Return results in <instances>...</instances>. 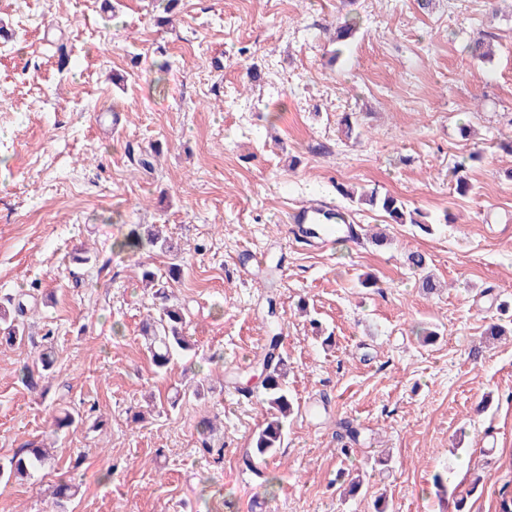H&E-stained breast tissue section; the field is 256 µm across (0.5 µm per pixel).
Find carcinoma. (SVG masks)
Returning a JSON list of instances; mask_svg holds the SVG:
<instances>
[{
	"instance_id": "cac0c4a2",
	"label": "carcinoma",
	"mask_w": 512,
	"mask_h": 512,
	"mask_svg": "<svg viewBox=\"0 0 512 512\" xmlns=\"http://www.w3.org/2000/svg\"><path fill=\"white\" fill-rule=\"evenodd\" d=\"M336 190L352 201L382 210L395 224L427 223L420 211L408 210L402 200L387 192L383 193L376 187L355 191L338 184ZM150 243L159 246L175 259L182 255V249L177 243L158 233L151 234ZM143 278L157 288L158 297L164 300L158 314L150 317L145 327L147 349L152 355L154 364L163 368L170 362L174 353L190 349V344L183 333L185 318L179 308L165 304L166 286L153 272H143ZM14 312L16 316L9 319L6 309L0 307V323H5V328H0V344L14 345L26 337L25 323L21 320V317L26 314V307L22 300H17ZM280 343V333L276 332V328H271V336L268 337L257 360L260 371L264 374L260 399L261 407L265 410L264 423L253 439L252 448L244 458L246 469L263 478L264 486L267 488L273 486V479L265 475L262 466L266 458L281 447L284 422L293 412V404L283 384L286 361L280 353ZM54 363L55 357L51 349L46 347L40 350L32 364L23 366L21 381L29 388L37 387L38 378L51 371ZM45 459L44 449L24 448L21 452L0 462V479L9 481L13 478L28 477L43 467Z\"/></svg>"
}]
</instances>
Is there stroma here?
<instances>
[{"label": "stroma", "mask_w": 512, "mask_h": 512, "mask_svg": "<svg viewBox=\"0 0 512 512\" xmlns=\"http://www.w3.org/2000/svg\"><path fill=\"white\" fill-rule=\"evenodd\" d=\"M166 4L0 0V303L34 309L25 341L0 346V459L53 448L31 478L0 482V512H51L63 476L80 485L64 512H375L379 497L387 512H498L512 337L483 331L512 304V0ZM344 19L357 30L338 56ZM480 37L484 59L468 49ZM114 110L124 126L102 134L95 115ZM340 184L382 187L430 225L386 223ZM321 200L362 235L291 240L288 212ZM139 224L185 249L170 295L192 349L163 369L140 332L159 305L141 273L170 259L117 247ZM83 249L91 261L73 264ZM271 306L294 412L268 492L242 456L263 421ZM46 346L53 371L27 389L20 369ZM64 409L81 420L55 429ZM342 419L361 431L347 455ZM342 468L365 492L348 495Z\"/></svg>", "instance_id": "stroma-1"}]
</instances>
